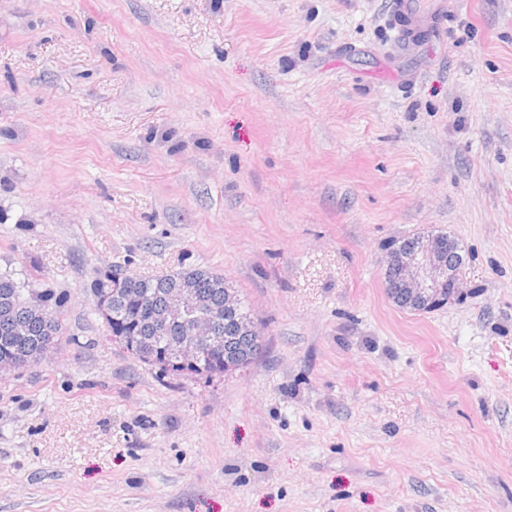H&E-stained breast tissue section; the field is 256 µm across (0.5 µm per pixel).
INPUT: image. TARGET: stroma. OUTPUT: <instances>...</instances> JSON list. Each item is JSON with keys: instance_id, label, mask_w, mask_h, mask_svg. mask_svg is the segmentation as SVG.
Instances as JSON below:
<instances>
[{"instance_id": "35a3bbf8", "label": "stroma", "mask_w": 512, "mask_h": 512, "mask_svg": "<svg viewBox=\"0 0 512 512\" xmlns=\"http://www.w3.org/2000/svg\"><path fill=\"white\" fill-rule=\"evenodd\" d=\"M0 0V273L62 333L0 373V512H512V0ZM458 242L461 301L386 292ZM220 274L248 367L160 375L98 273ZM447 7L445 0H390L389 23L394 38L401 43L412 40ZM412 249L397 247L390 253L387 266L398 265L403 271V283L410 300L418 311L428 312L433 307H442L461 296L456 269L451 270L437 255L436 235L417 236ZM386 291L394 304L411 309L404 304L406 289L402 288L398 268H386L384 273Z\"/></svg>"}]
</instances>
